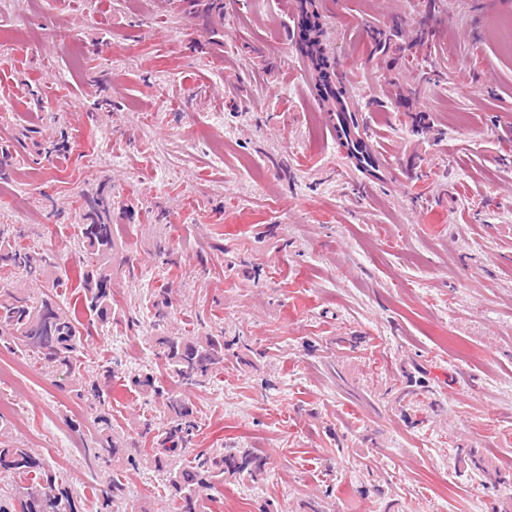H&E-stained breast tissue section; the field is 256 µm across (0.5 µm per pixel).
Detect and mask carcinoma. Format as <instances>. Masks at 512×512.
I'll return each instance as SVG.
<instances>
[{"label": "carcinoma", "instance_id": "1", "mask_svg": "<svg viewBox=\"0 0 512 512\" xmlns=\"http://www.w3.org/2000/svg\"><path fill=\"white\" fill-rule=\"evenodd\" d=\"M299 36L311 53L317 72L318 90L323 97L343 96L334 85L331 63L321 48L322 26L318 14L301 7ZM399 33L376 31V48L401 49ZM77 225L76 243L86 258L74 289L93 320L105 325L112 321V256L115 242L110 207L104 198L93 200L90 211ZM56 257L36 252L22 244L21 231L0 224V276L22 274L34 283L48 284L40 296L0 290V336L15 350L32 356L37 362L63 371L73 382L79 397H89L97 404V446L93 459L100 453L112 461L108 488L102 491L100 512H108L123 493V473L145 465L160 477L168 490L165 512H213L211 492L227 481L255 482L265 472L267 458L254 448H229L208 457L197 456L185 463L183 451L191 443L194 422L192 409L178 393L162 397L159 413L162 426L152 418L139 424L137 435L115 436L112 418V384L115 371L108 367L95 374L90 370L83 350L85 325L73 316L61 301L69 288L68 276L60 273ZM171 301L160 290L154 295L152 308L155 328L166 330ZM162 370L185 389L196 388L224 372L226 353L224 334L199 335L186 330L156 338ZM8 475L17 491L13 502L0 505V512H74L70 495L59 487V478L50 466L31 449L20 444L0 441V475Z\"/></svg>", "mask_w": 512, "mask_h": 512}]
</instances>
